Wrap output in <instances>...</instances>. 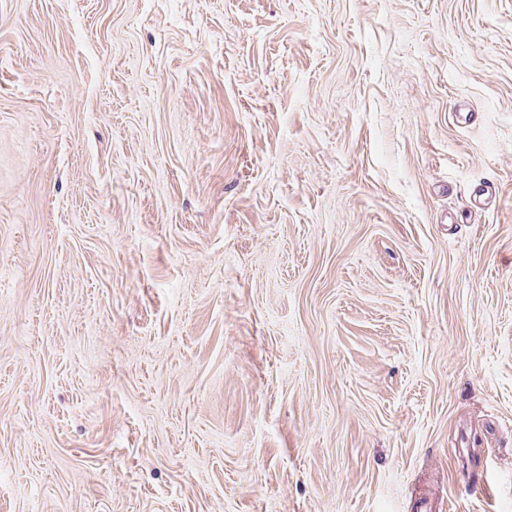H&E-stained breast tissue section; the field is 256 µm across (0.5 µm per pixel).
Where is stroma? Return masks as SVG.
I'll list each match as a JSON object with an SVG mask.
<instances>
[{
    "label": "stroma",
    "mask_w": 512,
    "mask_h": 512,
    "mask_svg": "<svg viewBox=\"0 0 512 512\" xmlns=\"http://www.w3.org/2000/svg\"><path fill=\"white\" fill-rule=\"evenodd\" d=\"M0 512H512V0H0Z\"/></svg>",
    "instance_id": "1"
}]
</instances>
